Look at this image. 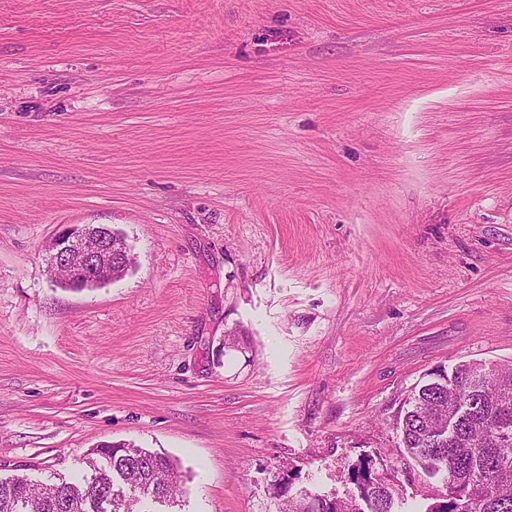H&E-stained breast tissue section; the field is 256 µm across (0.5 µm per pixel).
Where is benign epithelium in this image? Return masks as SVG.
<instances>
[{"instance_id":"7a95c632","label":"benign epithelium","mask_w":512,"mask_h":512,"mask_svg":"<svg viewBox=\"0 0 512 512\" xmlns=\"http://www.w3.org/2000/svg\"><path fill=\"white\" fill-rule=\"evenodd\" d=\"M51 269L69 285L105 283L122 277L133 264L130 247L110 227L89 231L83 226L65 228L48 246Z\"/></svg>"}]
</instances>
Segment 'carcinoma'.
Masks as SVG:
<instances>
[{"label":"carcinoma","instance_id":"carcinoma-1","mask_svg":"<svg viewBox=\"0 0 512 512\" xmlns=\"http://www.w3.org/2000/svg\"><path fill=\"white\" fill-rule=\"evenodd\" d=\"M399 447L427 473L443 476L444 490L428 512H465L463 504L482 498L481 512H512V367L494 374L478 364L440 368L411 391L399 417ZM87 473L75 482L39 486L0 478V512H147L151 501L174 502L182 475L169 456L114 442L87 451ZM351 498L288 495V480L277 483V512H392L393 488L370 461L354 469ZM491 482L502 486L484 497Z\"/></svg>","mask_w":512,"mask_h":512}]
</instances>
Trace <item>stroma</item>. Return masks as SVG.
I'll list each match as a JSON object with an SVG mask.
<instances>
[{
    "instance_id": "stroma-1",
    "label": "stroma",
    "mask_w": 512,
    "mask_h": 512,
    "mask_svg": "<svg viewBox=\"0 0 512 512\" xmlns=\"http://www.w3.org/2000/svg\"><path fill=\"white\" fill-rule=\"evenodd\" d=\"M135 257L73 292L46 246ZM512 365V0H0V478L162 451L177 512H393L397 418ZM116 234L106 226L95 232L78 225L67 227L47 248L49 265L66 285L79 279L86 284L117 280L132 267L133 255ZM86 284L71 285L69 290L82 291ZM353 481L357 496L348 498L314 497L309 500L288 495V480L277 483V512H361L357 498L370 506L371 512H393V488L379 474L372 461H363L354 469Z\"/></svg>"
}]
</instances>
